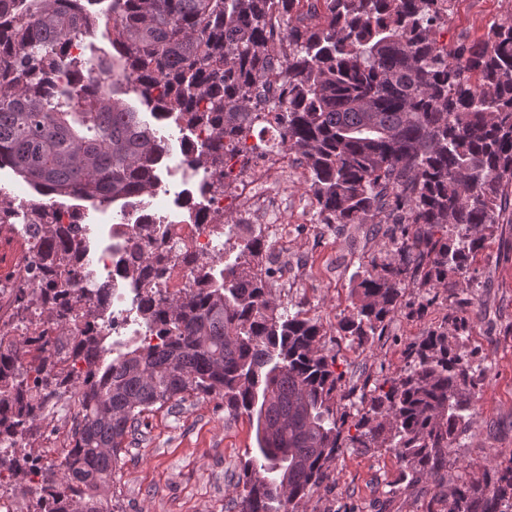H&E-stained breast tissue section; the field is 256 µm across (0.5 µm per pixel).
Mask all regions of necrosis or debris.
I'll use <instances>...</instances> for the list:
<instances>
[{
    "label": "necrosis or debris",
    "mask_w": 512,
    "mask_h": 512,
    "mask_svg": "<svg viewBox=\"0 0 512 512\" xmlns=\"http://www.w3.org/2000/svg\"><path fill=\"white\" fill-rule=\"evenodd\" d=\"M207 136V130L199 128L179 139L178 187L163 183L151 197L128 201L120 210L119 222L105 224L101 237L91 244L89 254L96 267V285L102 290V305L112 319L109 336H135L151 345L157 342L154 331L141 320L135 291L123 275L126 264L136 257L133 244H140L148 251L162 247L208 258L223 252L217 244L214 227L223 221L226 200L221 195L202 194L203 178L199 170L187 163L188 156ZM272 136L269 130L258 134L263 152L250 175L233 179L232 199L244 223L274 227L276 242L271 267L286 283L307 269L309 261L288 251V227L297 223L300 214L289 211L288 199L280 193L279 185L287 177H300L305 161L301 156L272 147ZM46 401L66 408L43 439L47 457H61L69 450L81 424L78 397L60 389L47 396Z\"/></svg>",
    "instance_id": "necrosis-or-debris-1"
}]
</instances>
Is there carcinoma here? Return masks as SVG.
<instances>
[{"mask_svg": "<svg viewBox=\"0 0 512 512\" xmlns=\"http://www.w3.org/2000/svg\"><path fill=\"white\" fill-rule=\"evenodd\" d=\"M453 0H0V168L34 190L26 215L0 193V225L24 222L40 246L45 287L18 288L16 323L46 315L60 336L69 313L102 323L86 228H64L51 203L93 205L147 196L159 185L170 144L123 96L133 92L155 119L206 127L203 190L224 192V151H235L256 122L273 120L288 151L306 160L325 224H402L390 246L352 289L340 323L363 345L382 334L407 280L448 287L483 248V229L512 204V15L483 39L441 44L443 2ZM287 23L269 42L273 17ZM105 20L112 52L67 54L77 35ZM284 56V93L268 105L256 86ZM453 231H448V228ZM234 262L193 260V287L165 294L144 268L182 259L167 250L127 268L141 318L159 342L133 339L112 350L105 336H76L72 356L87 385L65 371L55 350L0 335V495L25 485L40 455L16 445L41 433L44 407L30 394L27 357L41 390L69 384L82 425L73 448L44 469L43 490L27 512H124L116 470L141 418L189 396L218 397L224 411L257 415L258 454L235 484L238 512H293L328 477L343 448L385 447L402 479L439 483L467 432L481 365L452 348L448 330L407 349L402 375L376 383L358 410L355 434L339 412L348 397L323 330L279 308L262 260L270 243L245 225ZM112 360H106L110 354ZM448 512H512V459L480 477L459 476Z\"/></svg>", "mask_w": 512, "mask_h": 512, "instance_id": "cac0c4a2", "label": "carcinoma"}]
</instances>
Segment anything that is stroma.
I'll use <instances>...</instances> for the list:
<instances>
[{"instance_id": "stroma-1", "label": "stroma", "mask_w": 512, "mask_h": 512, "mask_svg": "<svg viewBox=\"0 0 512 512\" xmlns=\"http://www.w3.org/2000/svg\"><path fill=\"white\" fill-rule=\"evenodd\" d=\"M511 14L512 0H453L441 39L451 46L478 40ZM506 217L486 231L469 272L449 274L447 288L406 282L397 310L371 343L352 344L339 324L352 309L358 275L383 245L400 238L401 225L324 224L312 216L295 226L292 245L315 265L335 256V287L318 271L291 287L276 281L271 288L274 298L299 304L321 325L324 351L335 356L353 391L341 403L350 413L378 380L402 374L408 346L451 327L454 316L466 319L468 331L455 348L482 358L485 373L469 429L450 456L447 486L457 475L478 476L512 460V210ZM256 429V418L228 416L223 401L212 397H191L147 415L127 437L116 476L124 512H231L232 488L255 453ZM399 475L398 459L385 449H342L300 512H428L437 495L434 482L412 485Z\"/></svg>"}]
</instances>
